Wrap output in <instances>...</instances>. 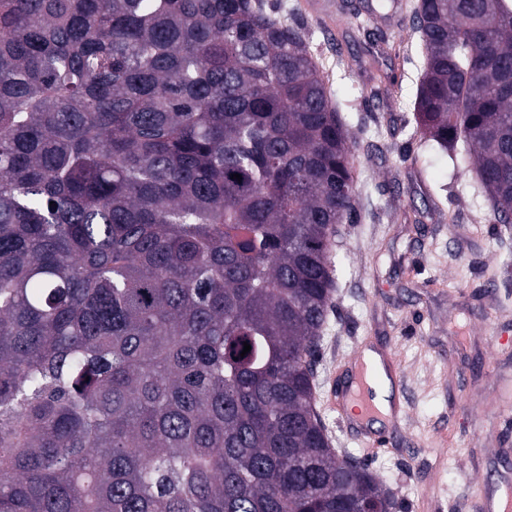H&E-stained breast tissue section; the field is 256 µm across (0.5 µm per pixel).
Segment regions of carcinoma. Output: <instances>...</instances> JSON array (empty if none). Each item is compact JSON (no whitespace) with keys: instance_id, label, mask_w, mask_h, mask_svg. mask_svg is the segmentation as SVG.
Listing matches in <instances>:
<instances>
[{"instance_id":"carcinoma-1","label":"carcinoma","mask_w":512,"mask_h":512,"mask_svg":"<svg viewBox=\"0 0 512 512\" xmlns=\"http://www.w3.org/2000/svg\"><path fill=\"white\" fill-rule=\"evenodd\" d=\"M406 10L416 133L472 159L509 227L512 0ZM296 11L0 0V512H359L389 495L316 410L357 177Z\"/></svg>"}]
</instances>
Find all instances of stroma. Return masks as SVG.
<instances>
[{"label": "stroma", "instance_id": "35a3bbf8", "mask_svg": "<svg viewBox=\"0 0 512 512\" xmlns=\"http://www.w3.org/2000/svg\"><path fill=\"white\" fill-rule=\"evenodd\" d=\"M299 20L328 63L371 52L399 86L381 103L369 73L346 69L333 83L351 104L360 185L356 219L334 237L338 290L316 374L326 390L358 348L392 357L402 413L379 423L388 448L376 451L335 411L318 412L333 447L366 460L398 512H474L480 491L512 489V426L500 421L512 402V228L491 222L472 168L409 134L420 60L394 56L412 38L406 14H363L337 34Z\"/></svg>", "mask_w": 512, "mask_h": 512}]
</instances>
